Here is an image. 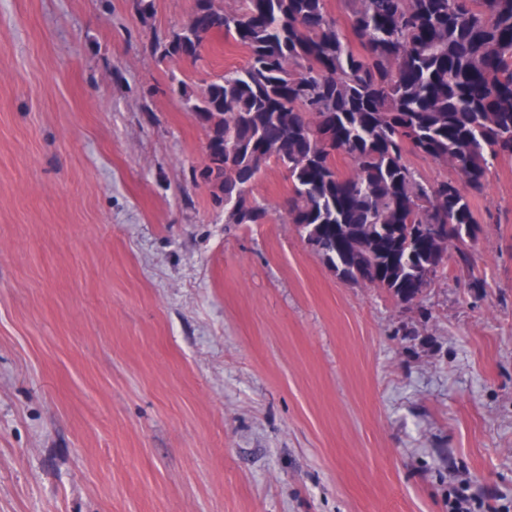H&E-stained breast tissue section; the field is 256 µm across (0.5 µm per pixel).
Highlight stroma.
<instances>
[{"label": "stroma", "mask_w": 512, "mask_h": 512, "mask_svg": "<svg viewBox=\"0 0 512 512\" xmlns=\"http://www.w3.org/2000/svg\"><path fill=\"white\" fill-rule=\"evenodd\" d=\"M194 0H0V512L512 506V157L472 194L474 266L400 303L288 224H228L192 87L243 66L157 38ZM483 504L468 493L466 483L460 482L448 491V509L450 512H475Z\"/></svg>", "instance_id": "obj_1"}]
</instances>
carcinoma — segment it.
Returning a JSON list of instances; mask_svg holds the SVG:
<instances>
[{
  "label": "carcinoma",
  "instance_id": "carcinoma-1",
  "mask_svg": "<svg viewBox=\"0 0 512 512\" xmlns=\"http://www.w3.org/2000/svg\"><path fill=\"white\" fill-rule=\"evenodd\" d=\"M195 0L189 18L151 53L195 61L215 35L245 46L244 67L194 90H170L205 129L210 151L194 179L219 184L213 204L241 224L263 166L290 183L288 223L336 275L412 304L450 259L470 266L478 221L466 190L481 191L494 160L512 156V0ZM451 168L430 183L407 155ZM349 159L347 171L336 157Z\"/></svg>",
  "mask_w": 512,
  "mask_h": 512
}]
</instances>
